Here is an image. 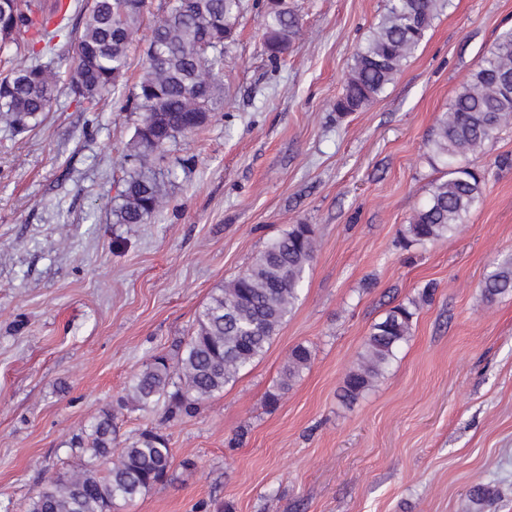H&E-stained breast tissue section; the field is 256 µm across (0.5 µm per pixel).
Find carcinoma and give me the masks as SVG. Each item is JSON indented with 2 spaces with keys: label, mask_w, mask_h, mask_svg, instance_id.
Masks as SVG:
<instances>
[{
  "label": "carcinoma",
  "mask_w": 512,
  "mask_h": 512,
  "mask_svg": "<svg viewBox=\"0 0 512 512\" xmlns=\"http://www.w3.org/2000/svg\"><path fill=\"white\" fill-rule=\"evenodd\" d=\"M449 0H387L385 12L366 43L355 50L351 75L336 111L354 112L375 100L392 83L431 29ZM144 0H87L84 22L74 45L71 90L93 105L119 92L128 49L139 30ZM242 0H173L156 24L146 50V66L133 93L142 113L129 144L134 163L121 202L113 210L117 224H142L158 211L173 171H157V162L177 136L206 124L222 89L225 41L234 32ZM265 47L277 58L298 30V19L284 0H264ZM40 0H0V53L18 45V36L46 30ZM62 60L34 65L0 78V119L16 131L27 129L51 110ZM512 122V30L501 34L461 83L449 110L436 121L428 151L448 166L446 179L433 184L426 203L406 225V245H424L457 232L483 195L477 170L456 159L481 152L494 133ZM314 228L297 224L224 287L214 291L197 317L177 368L157 355L134 378L129 396L142 407L161 400L172 417L189 414L224 390L241 371L262 357L280 326L294 310L315 252ZM481 294L488 303L512 295V254L493 263ZM411 305H398L373 324L355 364L344 379V397L355 401L384 376L399 347L411 336ZM312 360V351H290L277 390L278 402ZM115 429L106 410L78 448L88 455L82 468L52 479L28 512H112L118 498L132 501L166 476L171 448L160 432H140L112 459ZM497 491L485 485L470 490L478 512L493 503Z\"/></svg>",
  "instance_id": "1"
}]
</instances>
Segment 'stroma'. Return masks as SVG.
<instances>
[{"label":"stroma","mask_w":512,"mask_h":512,"mask_svg":"<svg viewBox=\"0 0 512 512\" xmlns=\"http://www.w3.org/2000/svg\"><path fill=\"white\" fill-rule=\"evenodd\" d=\"M300 18L271 61L256 0L224 50L209 122L168 146L178 176L163 210L118 224L112 208L142 115L127 107L151 30L171 0H145L120 95L93 109L62 76L53 108L19 133L0 121V512H27L58 473L82 466L71 441L111 410L116 448L164 434V482L114 512H472L497 488L512 512V296L481 281L512 253V123L466 164L483 200L448 239L403 232L444 165L427 137L499 35L512 0H450L401 74L369 106H333L386 0H287ZM317 251L301 299L253 365L190 416L127 397L153 355L176 359L214 288L290 225ZM412 335L353 404L341 387L372 325L417 298ZM312 361L266 403L290 350Z\"/></svg>","instance_id":"35a3bbf8"}]
</instances>
